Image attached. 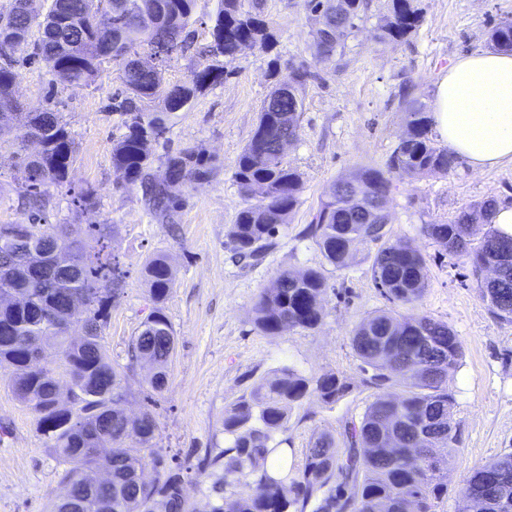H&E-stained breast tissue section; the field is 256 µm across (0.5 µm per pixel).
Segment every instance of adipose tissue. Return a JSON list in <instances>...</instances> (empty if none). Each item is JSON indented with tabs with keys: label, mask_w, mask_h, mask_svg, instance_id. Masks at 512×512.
I'll return each mask as SVG.
<instances>
[{
	"label": "adipose tissue",
	"mask_w": 512,
	"mask_h": 512,
	"mask_svg": "<svg viewBox=\"0 0 512 512\" xmlns=\"http://www.w3.org/2000/svg\"><path fill=\"white\" fill-rule=\"evenodd\" d=\"M432 118L440 138L471 168L512 163V51L459 56L436 86Z\"/></svg>",
	"instance_id": "obj_1"
}]
</instances>
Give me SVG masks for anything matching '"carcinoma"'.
<instances>
[{
	"mask_svg": "<svg viewBox=\"0 0 512 512\" xmlns=\"http://www.w3.org/2000/svg\"><path fill=\"white\" fill-rule=\"evenodd\" d=\"M105 0H51L46 17L67 11L79 23L64 29L39 24V36L31 56L62 81L88 85L99 73L103 60L120 65L126 96L118 109L127 115L125 135L112 147V165L127 182L146 188L148 205L155 211L175 206L169 187L210 177L212 168L202 151L184 149L166 156V183L151 178L150 146L139 133L155 114L164 121L189 101L223 79L207 66L191 72L181 84L162 86L159 73L134 67L128 57L137 47L164 56L187 48L195 0H112V13L120 23L100 33L98 17ZM352 11L336 15L325 0H306V8L320 13V28L312 31L318 54L325 60L343 51L355 21L369 10L370 0H351ZM14 0L0 14V116L18 107L16 53L28 45L31 19ZM422 21L414 0H390L378 28L383 40L403 41ZM212 36L222 41L221 55L231 62L248 44L271 49L274 35L260 17L258 0L245 8L244 0H220ZM498 48L512 50V22L504 21L491 34ZM274 85L265 98L254 135L239 153L234 179L244 204L227 237L242 261H259L274 245L279 227L290 220L299 203L302 176L285 164L281 144L296 139L304 107L306 69L281 75L279 58L270 60ZM407 131L390 154L383 171L362 168L334 181L312 215L305 233L314 239L324 259L345 269L356 259L358 246H375L367 253L375 288L395 304L376 310L354 328L352 346L370 373L365 383L377 393L361 419L348 426L343 442L318 433L308 448L307 463L298 475L288 471L276 433L284 430L293 405L315 392L327 405L350 390L342 377L330 373L307 378L283 367L253 384L224 413V432L231 437L224 450L227 461L213 483L214 500L209 512H380L389 502L411 498L409 512H433V500L448 490L444 483L448 449L456 442L451 420L453 396L448 374L463 355L460 338L448 327L424 313H413L426 281V261L410 242L392 243L388 223L378 211L389 204L391 182L385 172L403 169L410 176L446 172L454 155L437 148L428 137L431 124L426 103L403 92ZM158 101L144 110L138 103ZM30 134L41 139L43 150L20 169V189L31 193L67 182L75 149L60 113H27ZM496 204L486 199L474 209L461 211L450 224H426L425 235L448 253L465 259L474 275L495 262L503 275L483 280L479 290L499 320L512 322V238L496 234L484 237L480 246L469 247L471 226L487 224ZM31 214V226L41 251L56 250L62 261L55 266L33 257L21 261L7 253L0 240V292L4 287L25 297L23 305L0 306V365L13 369L18 400L37 415V427L50 440L51 450L70 464L63 475L70 496L53 501L50 512H191L186 479L179 466L166 463L154 452L157 423L153 413L132 417L122 408L126 392L112 366L103 342L113 296L106 292L116 256L108 251L107 237L88 225V236L98 249L90 251L68 227L54 229L39 224ZM149 286L153 311L132 341L130 359L151 368L149 384L155 391L166 387L168 366L175 352V334L162 304L173 286V272L163 255L150 258L141 271ZM103 288L74 310L75 321L87 329L78 340L52 332L46 313L68 309L83 289ZM328 288L316 269L280 270L271 284L259 292L253 305V321L267 335L288 330H314L324 319ZM39 336L52 340L57 366L48 357L28 354L25 342ZM68 384V402L60 400L61 383ZM402 387L388 394V385ZM278 465L269 471L270 455ZM152 458L155 476L147 481L144 470ZM107 472L112 479L100 483ZM459 512H512V452L481 465L470 473L462 489Z\"/></svg>",
	"mask_w": 512,
	"mask_h": 512,
	"instance_id": "carcinoma-1",
	"label": "carcinoma"
}]
</instances>
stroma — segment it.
Segmentation results:
<instances>
[{"mask_svg": "<svg viewBox=\"0 0 512 512\" xmlns=\"http://www.w3.org/2000/svg\"><path fill=\"white\" fill-rule=\"evenodd\" d=\"M417 6L423 15L418 30L401 42L382 41L377 27L388 0H372L343 52L324 60L312 44L315 20L305 0H260L261 15L277 34L275 53L258 45L245 49L227 65L220 84L175 113L165 139L154 147L153 179L164 177L167 152L186 147L203 149L213 169L207 180L176 187L181 203L165 214L152 212L140 185L127 183L112 165V147L126 131L124 115L112 107L123 89L118 65L105 62L87 86L61 84L39 62L18 68L15 92L23 111L11 119V132L0 136V224L29 223L36 208L43 223L68 224L81 233L94 222L113 225L109 246L126 278L103 331L108 356L122 375L127 410L154 413L156 451L188 467V496L196 512H205L217 476L213 470L199 472L197 465L229 446L224 410L261 377L289 366L309 378L333 373L351 385L334 404L311 395L292 409L287 429L276 438L296 473L305 468L314 434L343 438L376 394L363 382L351 336L368 313L389 303L374 287L368 262L359 259L336 269L302 231L334 180L361 168L384 167L406 131L402 85H412L421 101L432 103L435 86L452 62L490 48L493 28L512 21V0H417ZM216 7L217 0H196L193 44L174 53L163 68L164 85L183 82L210 64L204 50ZM274 56L282 67L301 65L310 73L298 137L284 156L301 173L302 190L275 247L248 265L235 257L226 237L244 203L233 171L271 90ZM44 110L63 115L76 154L67 185L43 187L32 205L21 198L17 176L23 160L40 149L25 136V115ZM389 179L390 239L413 243L426 260L418 308L448 324L463 344L461 364L448 375L457 438L448 457V491L433 507L458 512L470 472L512 452V322L492 314L470 265L423 236L421 227L448 223L489 198L512 204V164L475 171L458 161L445 172L421 178L393 173ZM88 188L95 207L85 212L76 198ZM157 254L166 255L175 272L163 310L176 349L160 392L146 381L148 366L129 356L133 337L153 309L140 270ZM283 268L323 274L328 296L318 328L269 336L254 326L258 291ZM67 468L38 431L35 413L16 398L11 369L0 366V512H48L64 493Z\"/></svg>", "mask_w": 512, "mask_h": 512, "instance_id": "stroma-1", "label": "stroma"}]
</instances>
